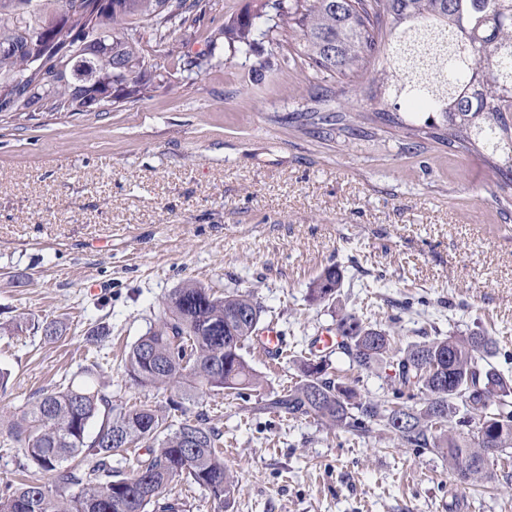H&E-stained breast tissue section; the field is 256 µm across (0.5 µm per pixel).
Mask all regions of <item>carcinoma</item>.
I'll use <instances>...</instances> for the list:
<instances>
[{"mask_svg": "<svg viewBox=\"0 0 512 512\" xmlns=\"http://www.w3.org/2000/svg\"><path fill=\"white\" fill-rule=\"evenodd\" d=\"M201 0H0V113L105 112L152 96L165 81L146 53L145 35L163 40L189 27ZM287 11L300 30L299 56L315 75L371 64L386 45L380 80L407 112H441L448 144L481 147L490 164L512 175V0H259L253 14L224 26V40L246 51L267 31L254 20ZM87 60L77 82L69 57ZM339 271L330 267L309 287L314 301L336 298ZM262 309L237 292L218 296L186 281L162 302L154 327L125 357L133 385L174 390L188 401L210 392L244 398L263 380L242 350L259 331ZM339 341L324 355L296 362L299 382L256 410L311 417L366 437L409 425L398 439L431 448L466 483L487 478L490 455L512 448V378L494 366L497 343L480 331L435 336L398 348L389 331L354 313L336 319ZM360 370L393 368L392 398L363 399L341 380L332 357ZM85 371L40 393L0 429V445H22L19 467L46 479L0 490V512H185L164 496L184 478L224 506L237 491L220 448L224 432L200 413L173 425L144 403L118 407ZM465 413L458 415L456 401ZM99 421L94 434L88 433ZM129 448H144L129 472L112 466Z\"/></svg>", "mask_w": 512, "mask_h": 512, "instance_id": "1", "label": "carcinoma"}]
</instances>
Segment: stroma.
I'll list each match as a JSON object with an SVG mask.
<instances>
[{
	"label": "stroma",
	"mask_w": 512,
	"mask_h": 512,
	"mask_svg": "<svg viewBox=\"0 0 512 512\" xmlns=\"http://www.w3.org/2000/svg\"><path fill=\"white\" fill-rule=\"evenodd\" d=\"M253 5L206 0L193 27L150 44L167 68L152 97L99 114H0V417L92 365L113 404L167 410L168 392L133 385L121 355L194 280L251 295L286 353L249 343L260 395L185 405L224 433L231 502L218 508L182 479L166 497L189 512H512V452L491 458L493 477L476 488L395 433L359 438L253 411L295 385L296 359L345 312L404 346L486 332L493 365L512 378V181L448 145L440 113L391 104L389 120L369 121L374 73L316 79L287 16L261 18L269 36L250 52L186 69ZM318 112L343 119L322 128ZM331 266L337 300L311 301ZM22 319L64 332L12 333ZM100 323L111 337L89 342Z\"/></svg>",
	"instance_id": "35a3bbf8"
}]
</instances>
